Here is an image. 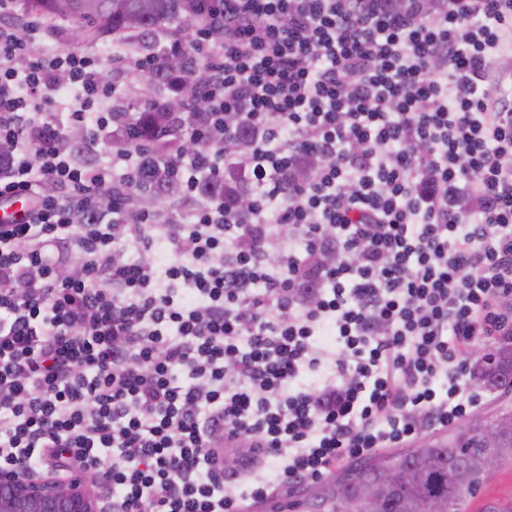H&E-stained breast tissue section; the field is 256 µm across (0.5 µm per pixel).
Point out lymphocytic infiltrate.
I'll list each match as a JSON object with an SVG mask.
<instances>
[{"mask_svg": "<svg viewBox=\"0 0 512 512\" xmlns=\"http://www.w3.org/2000/svg\"><path fill=\"white\" fill-rule=\"evenodd\" d=\"M45 29L0 0V200L29 203L0 224V471L102 474L112 512H242L478 406L473 349L512 335V0H192L117 56L126 82L164 71L188 30L210 74L164 224L126 204L137 146L78 162L53 121L117 123L112 45ZM243 127L248 204L196 202Z\"/></svg>", "mask_w": 512, "mask_h": 512, "instance_id": "obj_1", "label": "lymphocytic infiltrate"}]
</instances>
